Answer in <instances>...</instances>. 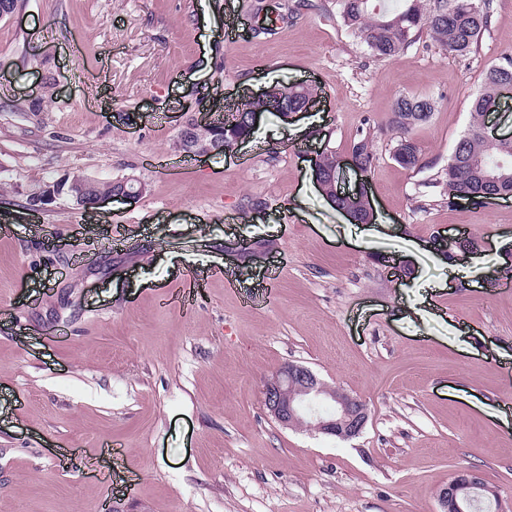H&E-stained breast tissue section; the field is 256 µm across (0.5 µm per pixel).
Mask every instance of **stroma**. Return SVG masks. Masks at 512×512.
Masks as SVG:
<instances>
[{"mask_svg": "<svg viewBox=\"0 0 512 512\" xmlns=\"http://www.w3.org/2000/svg\"><path fill=\"white\" fill-rule=\"evenodd\" d=\"M315 2L267 38L294 0H17L0 19V512H439L460 469L512 512V198L452 206L438 183L485 69L512 57V0L476 53L424 35L392 59ZM276 82L314 88L312 110L260 114L230 154L176 150L186 120ZM402 95L438 102L414 169L392 158ZM369 128L377 161L344 182L374 208L358 226L311 160ZM70 173L145 191L28 209ZM442 230L478 239L497 280L450 275L426 248ZM185 288L191 319L164 303ZM289 361L367 403L359 436L268 414Z\"/></svg>", "mask_w": 512, "mask_h": 512, "instance_id": "1", "label": "stroma"}]
</instances>
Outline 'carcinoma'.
I'll return each instance as SVG.
<instances>
[{
    "instance_id": "obj_1",
    "label": "carcinoma",
    "mask_w": 512,
    "mask_h": 512,
    "mask_svg": "<svg viewBox=\"0 0 512 512\" xmlns=\"http://www.w3.org/2000/svg\"><path fill=\"white\" fill-rule=\"evenodd\" d=\"M399 11L386 9L382 0H336L338 14L344 26L361 38L372 54L379 58H393L412 46L427 33L440 49L454 55H468L477 50L479 42L491 24L492 0H404ZM288 17L277 13L265 16L254 29V36L269 35L277 23ZM504 78L512 79V58L506 63L488 67L480 89L473 95L469 125L456 141L448 169L442 179L445 194L453 199L464 192L483 190L482 175L497 168L499 163H512V141H490L482 137L480 129L487 108L497 105V87ZM316 95L306 86H273L264 97L247 101L232 114L233 124L224 129V143L251 136L253 127L248 114L254 111L276 112L279 104L298 105ZM437 108L430 97L400 96L392 110L391 128L396 134L393 159L404 168L421 165L420 149L409 133L427 122ZM373 134L365 133L353 144L352 154L361 165L371 169L376 161ZM119 187L116 181L94 179L85 198L111 192Z\"/></svg>"
}]
</instances>
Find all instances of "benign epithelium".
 <instances>
[{"label":"benign epithelium","instance_id":"obj_1","mask_svg":"<svg viewBox=\"0 0 512 512\" xmlns=\"http://www.w3.org/2000/svg\"><path fill=\"white\" fill-rule=\"evenodd\" d=\"M212 123L190 119L185 122L176 141V148L187 156H208L226 154L235 147L224 146V141L201 139L192 135L193 128L207 129ZM87 187V177L75 174L71 177L68 188L52 186L29 199L28 206L32 211L44 210L65 194L76 206L89 208L112 199L134 200L145 190V185L137 189L126 187L115 190L111 195L97 197L89 204L82 203ZM428 248L436 254L454 262H467L472 252L464 246V237L448 236L440 231L429 238ZM264 405L269 414L281 426L296 427L301 424L317 433L349 439L359 435L369 420V408L361 399L323 382L312 370L296 363L282 365L269 378L263 388ZM328 401L333 411L322 415L316 406ZM488 489L481 474L473 469L455 472L448 484L438 491V502L441 512H471L479 502V497L486 496Z\"/></svg>","mask_w":512,"mask_h":512}]
</instances>
